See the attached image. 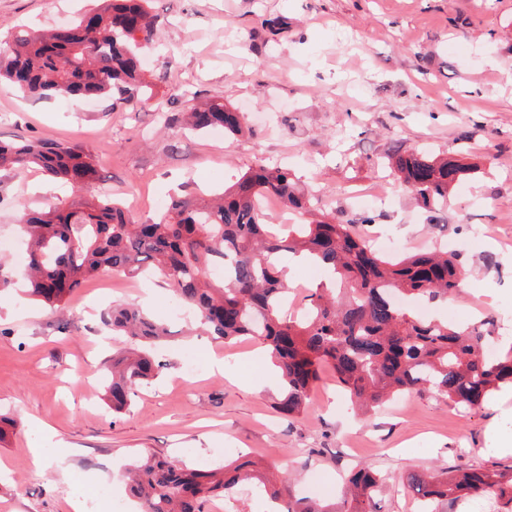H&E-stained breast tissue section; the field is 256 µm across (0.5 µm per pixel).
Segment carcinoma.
<instances>
[{
	"instance_id": "cac0c4a2",
	"label": "carcinoma",
	"mask_w": 512,
	"mask_h": 512,
	"mask_svg": "<svg viewBox=\"0 0 512 512\" xmlns=\"http://www.w3.org/2000/svg\"><path fill=\"white\" fill-rule=\"evenodd\" d=\"M92 16V29L82 19L46 32L15 29L12 39L0 44V81L41 99L112 95L117 102L131 103L140 88L151 90L140 80L138 57L157 31L146 0H102ZM187 119L198 131L222 127L233 136L244 124L243 114L219 97L192 106ZM388 159L428 209L447 202L448 191L467 175V167L452 158L395 151ZM25 167L71 184L97 180L91 155L77 145L0 140V170ZM267 196L285 210L312 216L311 221L290 224L286 233L277 230L266 223L259 206ZM355 222L370 224L372 217L338 222L328 213L317 215L287 169L259 164L225 188L219 201L174 198L152 222L137 224L116 203L95 197L26 212L20 218L27 237L24 278L32 296L60 310L87 278L102 270L130 275L157 270L177 302L195 312L199 327L213 339L228 343L251 337L268 348L283 381L279 408L290 416L304 409L323 365L332 368L363 415L406 393L479 407L492 391L512 385V347L493 359L483 355L485 326L493 319L454 327L409 316L396 301L419 297L436 302L456 295L459 255L383 256L352 230ZM284 252L306 253L332 272L335 288L310 294L307 318L285 310L291 287L276 265ZM216 266L224 277H211ZM104 323L137 344L112 356L107 368L105 396L120 412L131 403L132 386L149 383L164 367L155 350L175 332L130 305L112 307ZM125 477L140 512H203L216 492L229 495L245 487L276 502L277 512H332L316 500L289 497L287 480L278 485L264 481L256 464L247 461L203 471L152 455L126 468ZM380 481L369 468L354 472L351 498L337 512H371ZM410 484L429 504L466 495L512 504V467L460 465L413 475Z\"/></svg>"
}]
</instances>
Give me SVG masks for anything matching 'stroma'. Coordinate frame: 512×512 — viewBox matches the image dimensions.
<instances>
[{
  "label": "stroma",
  "instance_id": "1",
  "mask_svg": "<svg viewBox=\"0 0 512 512\" xmlns=\"http://www.w3.org/2000/svg\"><path fill=\"white\" fill-rule=\"evenodd\" d=\"M157 18L149 99L113 105L35 100L0 84V139L75 144L94 157L100 182L135 222L155 218L159 201L222 190L262 161L289 168L320 209L355 221L357 233L394 239L399 254L454 238L482 243L461 253L472 289L445 301H405L412 316L470 325L481 316L512 327V0H149ZM95 0H0V40L12 25L66 26ZM277 17L287 29H270ZM218 96L244 113L239 136L167 126L186 93ZM426 150L478 165L438 215L380 163L391 148ZM43 172L0 171V240L21 241L22 212L79 196ZM371 223H360L362 215ZM144 307L175 330L164 367L135 385L127 409L102 399L105 366L121 337L101 314L112 303ZM159 277L109 271L87 280L63 312L0 292V413L14 419L0 440V512H72L74 476L107 483L126 500L125 467L141 454L175 456L212 470L245 457L269 477H290L293 497L335 507L349 473L384 476L375 512H419L411 475L460 464L501 468L495 439L512 434V388L481 408L435 396H400L369 419L354 411L331 368H321L305 410L278 409L280 379L257 340L227 345L190 333ZM202 361L183 368L186 351ZM222 357L225 371L211 369ZM75 454L61 459L38 421ZM44 450L32 466L30 450Z\"/></svg>",
  "mask_w": 512,
  "mask_h": 512
}]
</instances>
